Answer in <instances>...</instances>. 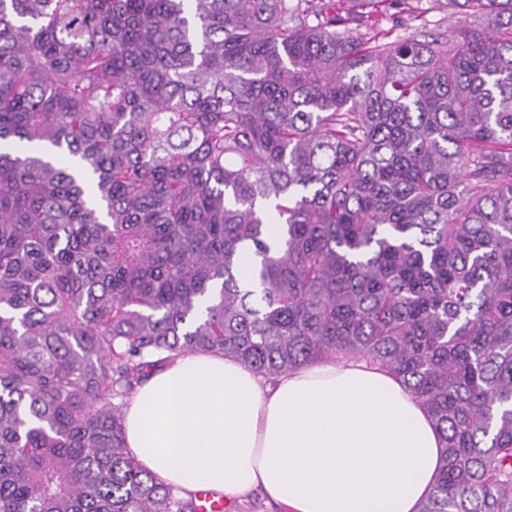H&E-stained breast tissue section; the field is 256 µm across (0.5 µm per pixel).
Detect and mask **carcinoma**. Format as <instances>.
Returning <instances> with one entry per match:
<instances>
[{
  "mask_svg": "<svg viewBox=\"0 0 512 512\" xmlns=\"http://www.w3.org/2000/svg\"><path fill=\"white\" fill-rule=\"evenodd\" d=\"M0 0V512H198L123 409L183 352L364 361L512 512V0ZM411 8L416 14L422 15V19L419 21H411L409 12L404 10L403 7H396L389 5L382 13L375 19H372L371 23H376V26L380 29H395V32L400 35H407L414 32V29L423 21H427L426 31L434 33H441L451 39L455 31L456 24L453 21L444 19L446 12L441 7V3L447 0H407Z\"/></svg>",
  "mask_w": 512,
  "mask_h": 512,
  "instance_id": "cac0c4a2",
  "label": "carcinoma"
}]
</instances>
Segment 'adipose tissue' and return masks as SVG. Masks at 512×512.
<instances>
[{"label":"adipose tissue","instance_id":"obj_1","mask_svg":"<svg viewBox=\"0 0 512 512\" xmlns=\"http://www.w3.org/2000/svg\"><path fill=\"white\" fill-rule=\"evenodd\" d=\"M139 466L225 501L261 488L288 512H417L441 441L420 399L364 362H319L270 383L237 360L186 352L124 411Z\"/></svg>","mask_w":512,"mask_h":512}]
</instances>
